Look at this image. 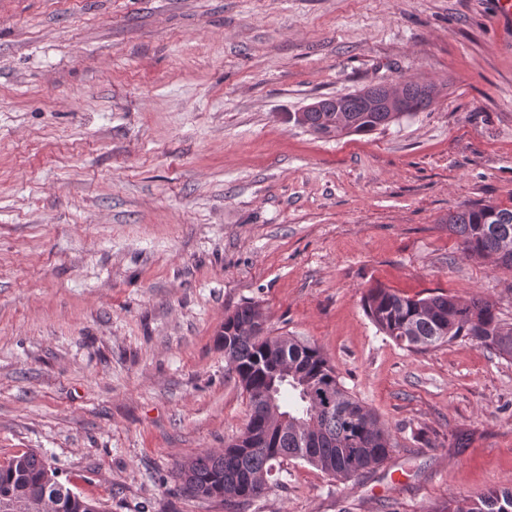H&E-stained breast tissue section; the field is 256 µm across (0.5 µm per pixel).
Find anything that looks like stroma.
I'll use <instances>...</instances> for the list:
<instances>
[{"instance_id":"1","label":"stroma","mask_w":512,"mask_h":512,"mask_svg":"<svg viewBox=\"0 0 512 512\" xmlns=\"http://www.w3.org/2000/svg\"><path fill=\"white\" fill-rule=\"evenodd\" d=\"M496 0H0V463L36 451L107 512L186 493L248 399L216 342L254 302L318 345L395 449L349 479L285 462L244 512H448L512 489V358L412 352L362 297L448 294L512 323V269L444 220L512 209V39ZM432 83L369 135L291 115Z\"/></svg>"}]
</instances>
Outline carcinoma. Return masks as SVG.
I'll return each instance as SVG.
<instances>
[{
  "label": "carcinoma",
  "instance_id": "carcinoma-1",
  "mask_svg": "<svg viewBox=\"0 0 512 512\" xmlns=\"http://www.w3.org/2000/svg\"><path fill=\"white\" fill-rule=\"evenodd\" d=\"M406 114L426 109L435 85L404 82ZM383 85L347 94L340 105L322 99L299 125L316 134L368 135L400 116L381 111ZM459 239L465 257L491 258L512 268V209L494 204L464 205L443 219ZM375 326L410 351H426L466 337L512 358V324L481 300L462 302L445 294L409 298L390 288L363 297ZM259 305L247 303L224 316V360L237 376L249 404L242 435L222 451H206L181 464L184 489L202 499L244 505L267 489L263 479L284 462L302 460L336 478H351L383 463L394 449L391 434L376 415L343 389L320 347L295 336H262ZM293 422L267 424L269 398ZM106 512L100 502L64 486L39 454L26 451L0 464V512ZM448 512H512V490H489L456 502Z\"/></svg>",
  "mask_w": 512,
  "mask_h": 512
}]
</instances>
